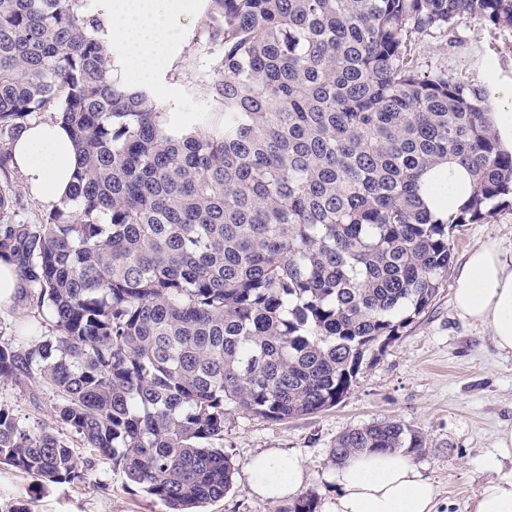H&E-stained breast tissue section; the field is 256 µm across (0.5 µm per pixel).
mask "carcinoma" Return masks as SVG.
<instances>
[{"label":"carcinoma","mask_w":512,"mask_h":512,"mask_svg":"<svg viewBox=\"0 0 512 512\" xmlns=\"http://www.w3.org/2000/svg\"><path fill=\"white\" fill-rule=\"evenodd\" d=\"M73 0H0V177L12 141L55 112L79 157L69 197L15 220L0 185V254L49 336L0 344V384L50 398L71 432L0 403V463L47 484L106 456L168 512L233 482L224 421L321 412L432 304L450 228L512 196L486 91L426 71L417 42L465 20L512 29V0H208L203 126L173 131L152 95L108 79L96 19ZM467 169L468 203L439 219L420 180ZM422 455L397 419L331 448ZM309 491L286 512H317Z\"/></svg>","instance_id":"obj_1"}]
</instances>
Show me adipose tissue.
<instances>
[{
    "label": "adipose tissue",
    "instance_id": "1",
    "mask_svg": "<svg viewBox=\"0 0 512 512\" xmlns=\"http://www.w3.org/2000/svg\"><path fill=\"white\" fill-rule=\"evenodd\" d=\"M206 0H84L85 15L100 19L111 57L109 76L138 89L171 73L177 55L174 29L179 19L205 9ZM18 171L29 192L47 203L66 193L78 157L61 122L46 120L24 127L11 144ZM436 172L421 180L422 197L437 217L457 212L466 202L467 172L455 168L452 190L431 192ZM454 303L460 314L488 325L499 350L512 353V259L490 241L472 248L457 278ZM298 455L268 451L249 465L250 489L280 501L296 497L302 485ZM334 490L328 512H432L435 488L419 467L397 452L363 453L348 458L327 476Z\"/></svg>",
    "mask_w": 512,
    "mask_h": 512
}]
</instances>
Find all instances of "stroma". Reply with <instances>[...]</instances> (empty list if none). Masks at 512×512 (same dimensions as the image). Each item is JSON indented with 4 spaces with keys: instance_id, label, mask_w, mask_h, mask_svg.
Segmentation results:
<instances>
[{
    "instance_id": "1",
    "label": "stroma",
    "mask_w": 512,
    "mask_h": 512,
    "mask_svg": "<svg viewBox=\"0 0 512 512\" xmlns=\"http://www.w3.org/2000/svg\"><path fill=\"white\" fill-rule=\"evenodd\" d=\"M204 14L184 18L175 34L181 55L172 86L152 94L166 111L184 112L198 125L210 100L197 74L205 61L196 42ZM418 52L423 67L445 70L487 90L495 112H511L512 31L485 22L461 23L449 34L422 38ZM453 244L448 280L431 306L402 336L368 358L349 393L335 407L294 419L271 422L229 411L224 424V451L234 467V486L224 498L206 504L204 512H285L286 502L263 500L249 488L248 465L260 452L279 450L303 460V490L316 491L325 512L332 490L325 475L330 450L350 428L384 419L410 424L426 441L416 463L434 483L433 512H469V504L486 481L512 475V462L488 465L497 433L512 428V353L499 351L488 326L460 316L452 296L457 276L474 246L498 242L512 255V205L487 221L459 224L450 233ZM41 311L27 299L14 298L0 307V341L33 332L47 334ZM0 512H166L142 488L128 484L111 460L95 455L85 479L47 488L19 470L0 465Z\"/></svg>"
}]
</instances>
